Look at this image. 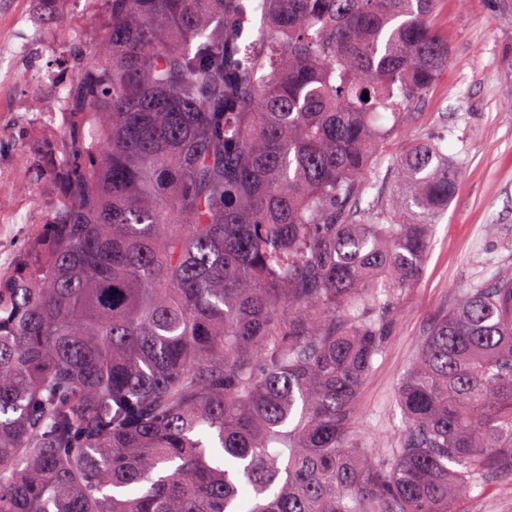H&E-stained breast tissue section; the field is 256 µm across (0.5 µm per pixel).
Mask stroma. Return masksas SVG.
I'll use <instances>...</instances> for the list:
<instances>
[{
    "mask_svg": "<svg viewBox=\"0 0 512 512\" xmlns=\"http://www.w3.org/2000/svg\"><path fill=\"white\" fill-rule=\"evenodd\" d=\"M435 22L448 34V68L408 106L365 176L367 197L394 195L396 157L411 142L434 138L463 166L459 191L434 228L424 275L391 310L384 352L358 395L353 435L377 461L389 458L402 427L395 392L434 318L458 290L512 269V13L498 0H441ZM101 26V8L88 0H0V66L10 80L0 88V275L12 271L57 204L44 148L69 146L60 130L25 111L26 102L45 106L55 96L31 72L41 60L68 66L62 48L69 33L81 32L93 45ZM33 33L47 45L40 60L10 58L15 43ZM469 512H512V481L485 477Z\"/></svg>",
    "mask_w": 512,
    "mask_h": 512,
    "instance_id": "1",
    "label": "stroma"
}]
</instances>
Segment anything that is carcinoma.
<instances>
[{
	"mask_svg": "<svg viewBox=\"0 0 512 512\" xmlns=\"http://www.w3.org/2000/svg\"><path fill=\"white\" fill-rule=\"evenodd\" d=\"M100 1L0 277V512H468L512 478V272L430 326L391 461L351 438L462 181L415 142L363 202L448 68L440 0Z\"/></svg>",
	"mask_w": 512,
	"mask_h": 512,
	"instance_id": "cac0c4a2",
	"label": "carcinoma"
}]
</instances>
